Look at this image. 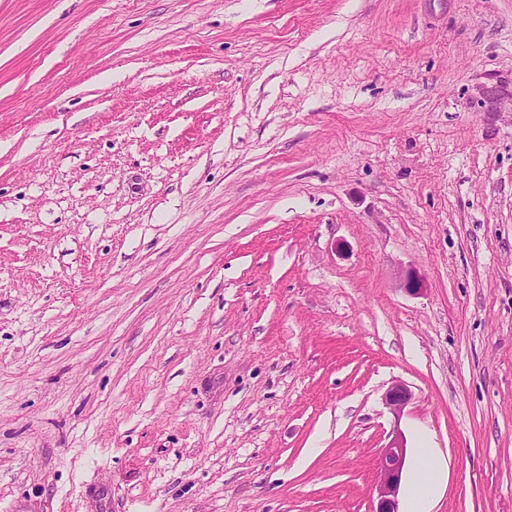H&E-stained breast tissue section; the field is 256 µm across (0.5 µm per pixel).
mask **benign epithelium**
Segmentation results:
<instances>
[{
  "mask_svg": "<svg viewBox=\"0 0 512 512\" xmlns=\"http://www.w3.org/2000/svg\"><path fill=\"white\" fill-rule=\"evenodd\" d=\"M412 393L401 383L391 385L384 395L385 405L394 417L389 441L377 459V478L373 492L372 512H399V491L406 461V439L397 427Z\"/></svg>",
  "mask_w": 512,
  "mask_h": 512,
  "instance_id": "benign-epithelium-1",
  "label": "benign epithelium"
}]
</instances>
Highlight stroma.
<instances>
[{"label": "stroma", "instance_id": "1", "mask_svg": "<svg viewBox=\"0 0 512 512\" xmlns=\"http://www.w3.org/2000/svg\"><path fill=\"white\" fill-rule=\"evenodd\" d=\"M395 424L512 512V0H0V512H371ZM411 398V391L405 384L401 383L391 385L384 395L385 405L396 420L401 418Z\"/></svg>", "mask_w": 512, "mask_h": 512}]
</instances>
